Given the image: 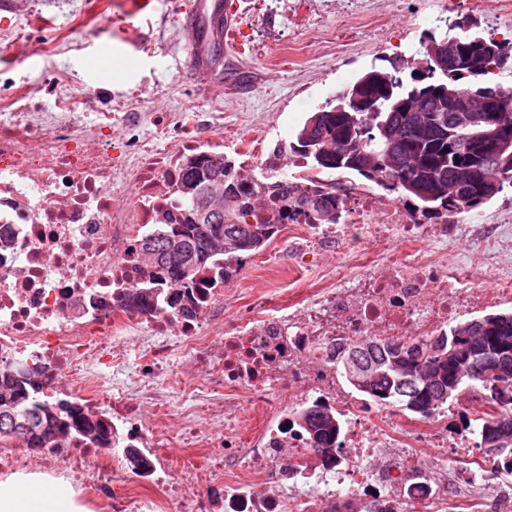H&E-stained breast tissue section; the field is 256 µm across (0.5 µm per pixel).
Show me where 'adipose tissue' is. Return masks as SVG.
<instances>
[{
  "instance_id": "adipose-tissue-1",
  "label": "adipose tissue",
  "mask_w": 512,
  "mask_h": 512,
  "mask_svg": "<svg viewBox=\"0 0 512 512\" xmlns=\"http://www.w3.org/2000/svg\"><path fill=\"white\" fill-rule=\"evenodd\" d=\"M43 485L36 477L0 481V512H81L74 497L51 494Z\"/></svg>"
}]
</instances>
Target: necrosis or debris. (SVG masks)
<instances>
[{"label": "necrosis or debris", "mask_w": 512, "mask_h": 512, "mask_svg": "<svg viewBox=\"0 0 512 512\" xmlns=\"http://www.w3.org/2000/svg\"><path fill=\"white\" fill-rule=\"evenodd\" d=\"M46 93L22 81L0 95V370L27 366L42 396L107 418L112 447L63 441L36 463L43 472L95 490L100 512H334L359 494L370 512H512V480L493 475L470 431L449 427L444 412L367 411L327 356L363 336L425 339L467 311L511 302L512 276L493 260L511 235L465 213L423 216L372 181L327 178L336 223L288 209L299 258L335 243L341 260L327 285L262 295L228 321L246 266L231 257L191 289L190 313L164 302L126 309L124 294L148 279L142 239L182 206L184 163L223 153L224 115L191 102L139 112L125 98L86 112L68 86ZM241 166L288 187L304 176L279 152H249ZM459 223L475 242L465 263L455 259ZM176 352L198 372L183 386V428L143 427V403L169 409ZM310 400L348 421L327 470L288 428L293 407ZM425 452L427 477L415 468Z\"/></svg>", "instance_id": "obj_1"}]
</instances>
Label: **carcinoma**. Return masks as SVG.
<instances>
[{
	"instance_id": "obj_1",
	"label": "carcinoma",
	"mask_w": 512,
	"mask_h": 512,
	"mask_svg": "<svg viewBox=\"0 0 512 512\" xmlns=\"http://www.w3.org/2000/svg\"><path fill=\"white\" fill-rule=\"evenodd\" d=\"M450 35L466 43L474 38L459 25L429 32L418 50L422 68L410 73L408 81L402 76L401 64L394 61L388 68L364 73L316 112L318 121L314 126L303 124L296 143L290 145V155L320 175L355 172L396 193L400 201L426 215L459 208L471 215L505 186L512 187V160L489 162L486 176L476 179L474 167L460 155L479 138L480 130L454 127L448 97L434 92V87L442 83L462 93L476 89L491 91L496 96L495 124L501 135L512 140V95L488 80L492 70L501 68L506 58L498 43L484 36L485 47L475 70L468 72L453 66L444 69L436 63L430 48ZM364 83L377 94L373 104L379 111H336L337 104L352 102ZM412 98L423 100L422 111L398 110V101ZM311 142L320 145V149L308 150ZM234 178L235 164L223 156L186 163L181 189L187 203L177 214L163 213L154 232L143 239L140 251L149 281L139 291L127 294L129 304L149 305L155 284L193 288L197 285L196 276L218 265L222 256L255 253L277 235V224L243 223L249 214L265 208V190L257 182L232 186L230 181ZM296 202L311 209L320 223L336 222V198L329 194L304 189ZM467 334L472 342L460 343L455 363L426 352L427 344L434 340L432 336L423 341L398 342V347L415 353L401 370L393 367L388 355L393 345L368 339L352 342L349 348L359 359L377 365V373L368 387L361 386L355 371L345 364L340 362L336 368L364 401L396 407L416 419H427L439 410L457 405L464 392L481 386L489 392L488 400L496 414L487 419H469L467 427L478 434L479 448L496 468L512 473V443L496 444L501 427L512 430V357L504 360L505 377L501 379L491 378L495 369L482 363L484 355L494 351L503 338L512 340V310L459 321L441 332L448 342ZM432 388L449 389L450 396L430 406L422 397ZM32 390L29 385L21 389L0 375V442L16 438L17 445L24 446L15 432L17 423H28L47 435L58 427L59 420L69 419L63 412H54V407L66 401L35 400ZM292 424L307 438L319 466L329 468L336 463L344 432L339 412L319 402L305 404L294 412ZM63 427V438L78 437L107 448L104 437L90 424L83 425L75 419Z\"/></svg>"
}]
</instances>
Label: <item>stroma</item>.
Here are the masks:
<instances>
[{"mask_svg": "<svg viewBox=\"0 0 512 512\" xmlns=\"http://www.w3.org/2000/svg\"><path fill=\"white\" fill-rule=\"evenodd\" d=\"M72 0H0V71L32 84L72 75L80 92L138 93L141 111L177 112L186 99L224 114V136L261 135L266 150L294 142L305 120L358 76L393 59L419 62L427 27L444 25V0H418V14L394 0H237L240 29L224 56L210 60L216 87L201 89L192 53L208 34L209 17L191 13L194 0H94L82 25ZM430 18L422 26L419 15ZM25 34L23 45L13 40ZM71 34L76 51L51 57L47 45ZM287 239L252 256L246 287L305 288L312 276L294 267Z\"/></svg>", "mask_w": 512, "mask_h": 512, "instance_id": "35a3bbf8", "label": "stroma"}]
</instances>
